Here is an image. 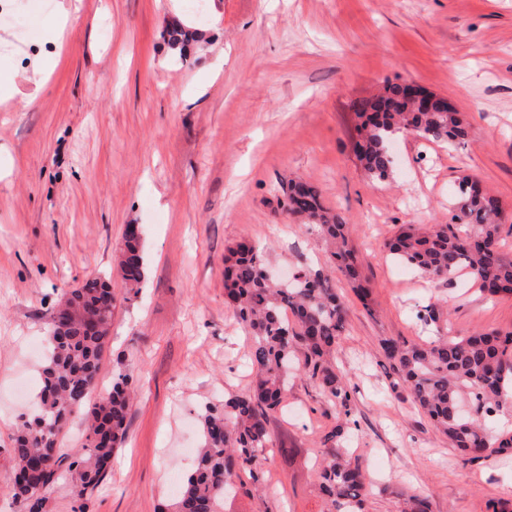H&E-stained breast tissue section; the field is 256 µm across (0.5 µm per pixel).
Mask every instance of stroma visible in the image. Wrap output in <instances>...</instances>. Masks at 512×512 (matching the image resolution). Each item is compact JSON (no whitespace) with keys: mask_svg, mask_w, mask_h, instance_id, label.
Wrapping results in <instances>:
<instances>
[{"mask_svg":"<svg viewBox=\"0 0 512 512\" xmlns=\"http://www.w3.org/2000/svg\"><path fill=\"white\" fill-rule=\"evenodd\" d=\"M28 0L22 40L39 53L0 62V512L11 438L34 405L61 289L115 271L126 225L142 228L147 274L117 293L96 397L127 370L138 394L128 438L101 485L77 498L58 481L48 512H161L195 465L207 406L247 392L249 332L224 303V254L258 244L268 270L331 271L347 305L335 351L349 401L327 400L292 370L269 417L261 492L226 496L220 512H329L318 464L323 436L346 429L340 455L373 492L365 512H400L421 494L430 512H512V456L467 464L400 386L379 341L512 330V296L467 274L433 280L383 243L405 224H444L460 177L499 197L500 247L512 255V0ZM70 16L64 36L59 7ZM206 31L183 54L168 32ZM411 80L448 98L470 127L461 145L407 135L396 166L369 179L354 152L357 104ZM316 186L348 226L368 281L360 300L330 268L316 231L283 207L289 181ZM442 311L426 318V306Z\"/></svg>","mask_w":512,"mask_h":512,"instance_id":"stroma-1","label":"stroma"}]
</instances>
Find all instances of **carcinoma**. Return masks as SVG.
<instances>
[{
    "label": "carcinoma",
    "instance_id": "cac0c4a2",
    "mask_svg": "<svg viewBox=\"0 0 512 512\" xmlns=\"http://www.w3.org/2000/svg\"><path fill=\"white\" fill-rule=\"evenodd\" d=\"M356 157L372 180H385L396 161L389 148L395 133L462 142L470 126L458 112H422L413 107L404 85L388 83L380 95L362 102ZM294 217L312 224L326 245L330 261L352 283L358 298L368 289L348 248L347 224L322 203L319 190L290 182L283 201ZM504 221L500 200L464 176L449 224L404 225L384 244L399 263L431 279L471 275L482 292L512 296V257L499 246ZM120 283L112 277H89L63 288L48 327L49 353L42 371L40 406L20 423L12 438L11 491L26 512H44L48 490L70 480L77 497L94 491L125 441L131 394L130 374H113L112 391L90 403L104 352L111 338L115 288L138 292L146 277L141 237L126 231L116 256ZM261 250L240 243L224 259L225 304L252 336L251 389L230 396L204 415L202 446L195 469L180 488L175 512H219L228 486L249 477L259 482L256 463L268 447L269 413L283 401L288 365L302 350L303 368L330 401L346 404V382L332 355L346 328L347 307L321 270H300L294 284L265 276ZM399 382L416 407L459 449L465 462L512 451V434L494 433L489 420L512 399V331L492 330L468 336L440 337L429 345L395 339L379 342ZM87 409L85 443L73 457L61 447V434L72 415ZM320 488L330 512H363L365 473L356 462L332 452L320 470ZM426 497L403 499L402 512H428Z\"/></svg>",
    "mask_w": 512,
    "mask_h": 512
}]
</instances>
